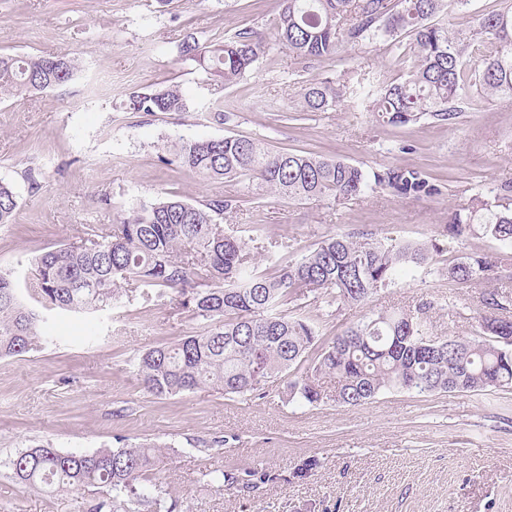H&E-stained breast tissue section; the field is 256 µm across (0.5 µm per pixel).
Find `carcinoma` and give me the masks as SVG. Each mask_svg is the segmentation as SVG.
I'll list each match as a JSON object with an SVG mask.
<instances>
[{"instance_id":"1","label":"carcinoma","mask_w":512,"mask_h":512,"mask_svg":"<svg viewBox=\"0 0 512 512\" xmlns=\"http://www.w3.org/2000/svg\"><path fill=\"white\" fill-rule=\"evenodd\" d=\"M469 0H283L275 42L302 61L335 59L343 39L373 41L411 37L413 61L400 81L362 77L359 88L372 111L394 126L424 116L451 124L464 105L477 106L512 95V6L478 19L467 33L432 22L441 12L456 14ZM262 42L243 31L222 44L185 42L180 53L195 60L212 80L235 83L264 53ZM79 69L75 57H17L0 54V91L22 94L53 90ZM354 93L348 73L336 80L308 83L299 91L301 110L325 112ZM136 112H184L187 100L177 84L130 99ZM178 164L206 180L252 179L271 193L302 201L341 200L375 186L403 195L436 188L412 170H390L368 178L341 159L309 151H274L257 138L179 140ZM229 206L222 195L190 203L175 195L159 197L116 226L100 225L90 237L37 254L31 285L42 306L71 313L103 310L120 300L124 285L175 290L179 307L205 328L174 345L143 353L137 372L157 398H171L204 386L226 396L263 394L269 379L287 380L288 402L313 405L323 398L320 375L337 379L336 402L361 406L391 390L417 395L436 392L512 390V315L503 296L483 294L493 310L482 318L483 340L433 334L424 318L432 303L415 312H379L353 324L322 346L316 327L281 310L284 302L313 294L324 307L360 305L412 268L433 263L422 244L385 242L371 234L334 235L295 262L276 263L269 272L250 264L249 242L217 223ZM18 207L11 185L0 182V224L13 223ZM512 247V187L466 214H452L448 233L460 236L474 226ZM504 267L486 257L461 254L441 273L458 285H477ZM47 340L39 313L19 297V286L0 272V357L26 354ZM313 357L312 374L290 378L291 370ZM160 445L102 448L92 453L62 452L50 444L19 451L5 465L19 482L56 489L106 488L112 492L91 512H173L162 490L147 484ZM268 477L254 468L240 477L221 467L206 473L220 488L247 477Z\"/></svg>"}]
</instances>
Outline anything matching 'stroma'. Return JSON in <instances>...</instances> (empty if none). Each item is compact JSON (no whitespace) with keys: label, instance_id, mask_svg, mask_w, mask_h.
I'll return each mask as SVG.
<instances>
[{"label":"stroma","instance_id":"obj_1","mask_svg":"<svg viewBox=\"0 0 512 512\" xmlns=\"http://www.w3.org/2000/svg\"><path fill=\"white\" fill-rule=\"evenodd\" d=\"M281 0H0V53L76 56L68 85L30 95L0 94V181L18 199L13 223L0 225V270L29 281L32 258L83 238L89 225L172 191L196 202L231 199L225 231L288 242L279 262L298 260L323 238L370 233L436 244L434 269H418L366 304L327 309L312 298L285 313L313 322L329 341L381 311L430 303L438 336L475 339L487 315L481 295L512 296V279L468 287L440 272L462 253L497 257L499 242L448 237L450 214L512 185V96L464 109L453 124L425 117L392 126L348 99L328 112L295 119L301 85L360 67L405 77L409 57L388 42L344 41L340 60L303 62L270 37ZM250 33L264 42L254 68L236 84L207 79L181 56L183 42L215 43ZM182 88L185 112H136L133 93L168 82ZM224 104L214 119V101ZM252 136L278 151L344 159L366 174L415 169L432 196L379 187L344 201H293L249 180L205 182L165 163L175 141ZM172 290L138 287L116 307L46 312L49 342L21 357L0 358V512H89L95 491L25 486L5 462L51 443L64 452L162 444L151 483L179 512H512V391H391L348 407L326 399L287 403L284 381L263 395L238 397L202 387L160 399L144 389L136 360L202 330L178 310ZM317 465L304 477L296 466ZM275 474L253 487L207 485V470Z\"/></svg>","mask_w":512,"mask_h":512}]
</instances>
